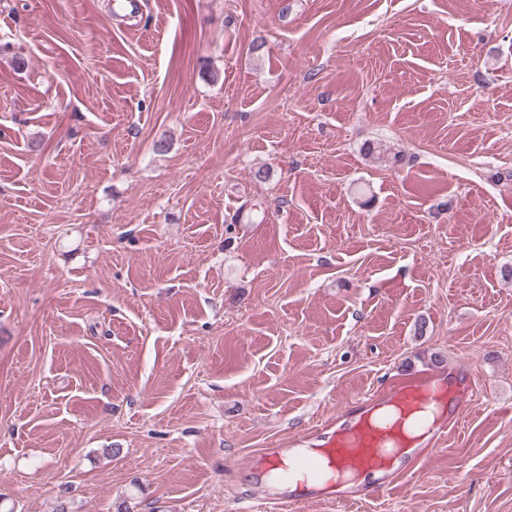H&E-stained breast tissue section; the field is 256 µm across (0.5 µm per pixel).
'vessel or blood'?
Returning a JSON list of instances; mask_svg holds the SVG:
<instances>
[{
    "instance_id": "1",
    "label": "vessel or blood",
    "mask_w": 512,
    "mask_h": 512,
    "mask_svg": "<svg viewBox=\"0 0 512 512\" xmlns=\"http://www.w3.org/2000/svg\"><path fill=\"white\" fill-rule=\"evenodd\" d=\"M474 404L471 379L451 374L403 376L384 390L360 397L348 409L350 423L312 426L326 445L307 453L304 438L274 443L262 454L267 469L275 470L277 486L256 476L249 495L263 512H305L321 502L356 503L383 494L385 484L361 490L352 486L363 472L385 474L399 453L417 462L423 453L444 445L450 431Z\"/></svg>"
}]
</instances>
